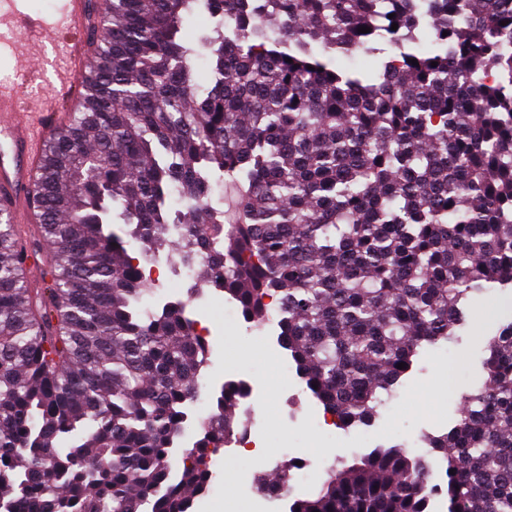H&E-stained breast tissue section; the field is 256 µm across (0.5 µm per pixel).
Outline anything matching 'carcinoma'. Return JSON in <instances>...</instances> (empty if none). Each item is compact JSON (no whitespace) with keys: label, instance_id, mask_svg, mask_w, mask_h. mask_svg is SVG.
Returning a JSON list of instances; mask_svg holds the SVG:
<instances>
[{"label":"carcinoma","instance_id":"obj_1","mask_svg":"<svg viewBox=\"0 0 512 512\" xmlns=\"http://www.w3.org/2000/svg\"><path fill=\"white\" fill-rule=\"evenodd\" d=\"M195 13L220 21L193 44ZM97 16L32 198L46 288L0 212V512H192L246 392L224 383L174 468L207 287L255 324L276 306L298 375L346 428L423 346L480 323L472 295L512 290V0H100ZM353 54L370 67L336 63ZM202 250L186 299L142 305L140 260ZM486 351L481 387L426 437L443 485L378 446L288 512H432L441 495L512 512V316Z\"/></svg>","mask_w":512,"mask_h":512}]
</instances>
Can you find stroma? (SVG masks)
Here are the masks:
<instances>
[{"label": "stroma", "instance_id": "stroma-1", "mask_svg": "<svg viewBox=\"0 0 512 512\" xmlns=\"http://www.w3.org/2000/svg\"><path fill=\"white\" fill-rule=\"evenodd\" d=\"M59 36L23 44L13 34L11 22L0 20V85L13 86L23 98V109L35 111L51 97L58 84L61 65ZM31 58L38 63L33 80L21 77L20 61ZM225 294L209 291L188 309L190 316L210 329L209 363L204 379L223 384L231 375L253 379L260 392L251 425L252 442L245 450L225 456L223 469L215 477L209 493L196 498V512H288L287 500L267 501L251 492L244 482L251 472L272 470L291 448L310 451L320 466L303 485L291 484V495L298 496L317 489L328 477L330 467L351 458L350 447L357 428L320 430L314 423L323 419L324 409L306 393L294 395L296 370L282 372L278 364L288 361L286 350L276 340L278 328L268 322L263 330L267 342L254 340L258 330L243 316L224 318L220 305ZM485 337L465 329L448 342L425 348L415 359L410 373L395 391L384 396L378 414L366 432L370 446L403 444L411 452L424 456L429 452L426 436L447 432L458 417L465 395L481 385ZM459 374L449 379V365Z\"/></svg>", "mask_w": 512, "mask_h": 512}]
</instances>
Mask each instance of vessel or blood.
Wrapping results in <instances>:
<instances>
[{"label":"vessel or blood","mask_w":512,"mask_h":512,"mask_svg":"<svg viewBox=\"0 0 512 512\" xmlns=\"http://www.w3.org/2000/svg\"><path fill=\"white\" fill-rule=\"evenodd\" d=\"M92 0H63L55 32L67 34L63 57L70 74L62 78L49 112H34L18 121L19 101L13 89L0 87V202L9 204L15 215H24L36 167L52 133L63 126L69 115L62 106L70 99L71 74L83 72L88 56L82 34L90 24Z\"/></svg>","instance_id":"obj_1"}]
</instances>
